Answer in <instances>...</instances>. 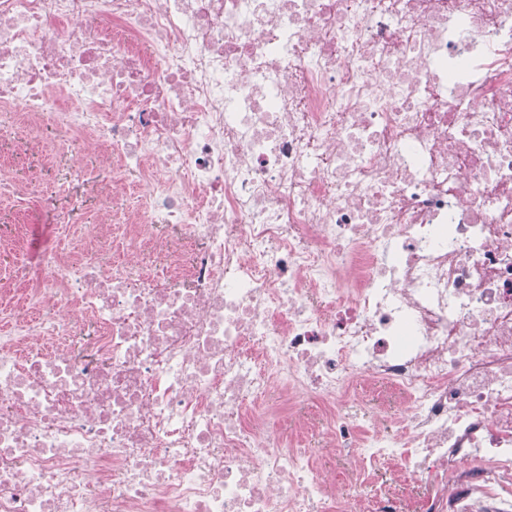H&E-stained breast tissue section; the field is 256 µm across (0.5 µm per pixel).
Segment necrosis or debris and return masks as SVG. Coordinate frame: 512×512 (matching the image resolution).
Returning a JSON list of instances; mask_svg holds the SVG:
<instances>
[{
  "instance_id": "1",
  "label": "necrosis or debris",
  "mask_w": 512,
  "mask_h": 512,
  "mask_svg": "<svg viewBox=\"0 0 512 512\" xmlns=\"http://www.w3.org/2000/svg\"><path fill=\"white\" fill-rule=\"evenodd\" d=\"M0 108L99 205L0 278V512H512V0H0Z\"/></svg>"
}]
</instances>
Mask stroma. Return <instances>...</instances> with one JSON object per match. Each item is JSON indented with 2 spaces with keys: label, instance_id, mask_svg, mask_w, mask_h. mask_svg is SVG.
<instances>
[{
  "label": "stroma",
  "instance_id": "stroma-1",
  "mask_svg": "<svg viewBox=\"0 0 512 512\" xmlns=\"http://www.w3.org/2000/svg\"><path fill=\"white\" fill-rule=\"evenodd\" d=\"M0 156L8 158L19 178L38 184L43 190L39 205L32 209L20 208L13 201L0 202V226L11 229L20 225L25 232L22 254L7 255L0 262V274H5L16 262L35 264L45 252L55 249L58 215H67L73 240L84 238L95 222L97 204L94 198L83 197V205L73 208L72 197L83 196L76 177L77 169L57 156L53 147L27 152L6 144L0 146Z\"/></svg>",
  "mask_w": 512,
  "mask_h": 512
}]
</instances>
